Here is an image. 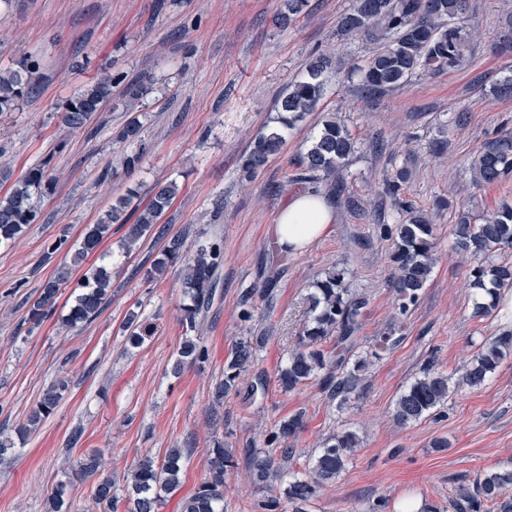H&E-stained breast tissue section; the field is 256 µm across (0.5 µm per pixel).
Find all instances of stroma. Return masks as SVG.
<instances>
[{
    "instance_id": "obj_1",
    "label": "stroma",
    "mask_w": 512,
    "mask_h": 512,
    "mask_svg": "<svg viewBox=\"0 0 512 512\" xmlns=\"http://www.w3.org/2000/svg\"><path fill=\"white\" fill-rule=\"evenodd\" d=\"M281 0H0V70L19 68L28 56L41 61L38 94L19 109L0 113V159L14 177L50 159L54 189L42 202L38 223L8 247H0V432L15 436L45 390L62 381L63 398L24 443L0 457V512H46L45 495L61 481L70 486L75 512H91L89 482L77 475L88 453L103 451L104 465L123 477L141 455L163 457L170 448L189 449L181 486L159 512H179V503L207 475L214 441L226 451L261 446L274 423L300 412L305 427L288 445L297 465L307 464L322 438L342 427L356 430L362 444L346 471L326 485L307 512H369L387 499L385 512L404 505L436 504L447 512L455 486L483 469L512 465V356L483 389H462L443 418L402 427L392 411L398 394L426 366L455 373L476 354L490 332L472 318L471 265L452 249L453 212L436 200L494 211L512 200V179L475 187L469 162L488 138L512 131V99L496 100L489 89L512 74V54L496 53L503 0H478L463 25L471 38L464 66L452 73H421L374 100L355 84L332 80L321 109L345 120L360 149L349 164V190L361 207L335 204L324 235L298 254L274 259V224L295 195L328 186L295 183L300 150L314 125L306 119L287 137L283 152L252 180L240 173V156L266 124L284 85L318 53L363 64L372 45L362 36H339V17L353 0H308L299 19L280 30L274 18ZM123 74L104 104L81 131L64 128L60 107L104 68ZM143 96L127 109V85ZM462 115L449 126L451 115ZM143 124L135 144L117 142L132 119ZM414 157L413 175L402 196L429 213L437 226V262L418 304L398 315L391 282V243L379 225L392 210L384 183L395 166ZM136 158L128 167V158ZM173 182L178 193L160 223L164 233L141 239L130 255L113 225L99 252L82 265L71 263L87 225L108 210L127 188L150 189ZM186 244L198 236L220 238L224 258L218 277L221 299L206 310L199 334L209 350L204 370L172 372L184 330V298L176 272L149 281L144 273L168 237ZM68 246L49 247L58 239ZM112 258L109 301L93 320L63 327L71 294L86 268ZM339 265L368 304L357 333L360 351L375 350L394 336L392 350L374 360L364 390L344 408L329 403L317 384L287 393L277 369L288 357L304 321L312 281ZM68 271L53 312L29 322L31 305L49 279ZM271 286V300L253 297L249 324L237 319L249 289ZM137 313L153 333L131 346L123 330ZM243 336L263 337L256 371L268 379L263 398H214L224 363ZM445 438L448 450L435 451ZM260 492L245 469L232 472L224 512H262Z\"/></svg>"
}]
</instances>
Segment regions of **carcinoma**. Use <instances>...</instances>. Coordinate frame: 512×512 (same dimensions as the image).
<instances>
[{
	"mask_svg": "<svg viewBox=\"0 0 512 512\" xmlns=\"http://www.w3.org/2000/svg\"><path fill=\"white\" fill-rule=\"evenodd\" d=\"M305 7V0H282L276 23L286 28L296 22ZM475 10V0H354L351 10L337 23L342 36L364 35L377 43L367 61L345 73L344 79L358 80L363 97L373 99L386 89L406 83L419 72L434 73L459 69L468 52L469 34L460 20ZM40 64L27 60L18 70L0 72V112H13L22 102L37 92ZM306 74L288 84L277 103V126L252 141L242 157L241 168L247 178L257 175L268 161L279 155L285 145V133L295 128L308 114L318 109L326 95L331 74H339L330 56L319 54L305 66ZM122 76L107 70L93 83L79 89L67 100L60 113L61 123L71 131H79L92 120L104 102L112 97V87ZM491 95L496 99L512 98V75L493 84ZM142 124L133 120L120 132L122 143L141 140ZM358 151V142L344 121L334 113L323 117L320 127L309 144L300 152L296 183L319 180L330 182L331 195L353 209L360 208L348 188L347 164ZM49 161L31 167L17 181L5 198H0V244L11 242L41 217L38 200L53 190L48 173ZM472 182L478 187L500 183L512 174V133L505 132L484 142L469 164ZM411 177L408 167L396 169L386 179L385 192L395 207V222L380 225L385 237L392 241V285L396 292L399 314L414 307L429 282L436 247V225L416 208L399 201L402 185ZM177 192L174 183L155 190L150 203H136L138 189H127L95 224L85 228L74 254L78 261L98 251L114 224H124L126 211L137 214L122 243L129 253L139 241L154 230L158 219ZM453 250L473 263L470 271L473 290L472 315L482 321L495 318L496 290L512 286V262H501L496 256L512 253V201L484 216L469 209L456 210V222L451 231ZM183 239L172 237L149 270L147 278L159 279L171 267L181 264V285L185 302L181 319L183 341L174 364V373L187 366L199 365L208 359V349L197 330V319L216 292L217 271L223 260V242L206 238L195 245L191 255L184 254ZM349 271L333 266L313 283L308 296V315L299 330L294 349L279 372L281 388L292 392L315 382L331 401L342 407L350 396L359 393L366 373L377 352L354 354L355 335L367 299L348 288ZM61 279L49 280L40 297L30 309L31 319L38 322L45 307L54 303ZM110 275L106 267L89 269L77 284L74 305L63 323L72 327L95 318L107 302ZM128 340L138 344L151 335L150 328L130 315L123 325ZM336 338L335 351L325 349L327 339ZM264 337L248 336L236 343L224 363V379L215 387V397L235 392L248 400L263 396L267 378L262 373L250 374L257 345ZM512 354V330L497 329L487 337L475 358L466 365L461 376L450 378L428 366L423 369L397 397L393 417L398 424L408 426L427 417L441 415V408L451 394L461 387L478 389L496 373L501 362ZM65 384L53 385L31 412L27 423L18 429L25 439L48 418L62 398ZM303 428V414H294L274 425L266 434L263 448L245 449L246 470L253 485L262 492L274 491V482L286 477L284 496L293 512H304L309 502L327 484L345 472L353 453L360 447V438L352 430L328 435L305 472H293L288 466L293 449L287 441ZM103 454L95 452L83 458L78 475L93 481L92 500L101 512H159L164 495L181 483L188 453L182 448H170L160 460L150 455L140 458L124 477L123 494H118L117 482L102 464ZM238 468V460L216 441L208 459V474L194 492L181 502V512H224L226 475ZM453 512H512V467H494L479 471L469 484L461 485L449 498ZM46 512H73L68 484H57L48 494Z\"/></svg>",
	"mask_w": 512,
	"mask_h": 512,
	"instance_id": "cac0c4a2",
	"label": "carcinoma"
}]
</instances>
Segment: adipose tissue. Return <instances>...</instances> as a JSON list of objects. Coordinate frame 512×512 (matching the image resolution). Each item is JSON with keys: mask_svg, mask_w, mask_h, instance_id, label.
<instances>
[{"mask_svg": "<svg viewBox=\"0 0 512 512\" xmlns=\"http://www.w3.org/2000/svg\"><path fill=\"white\" fill-rule=\"evenodd\" d=\"M333 215L326 198L320 193L294 197L276 217L275 232L281 245L298 252L323 235Z\"/></svg>", "mask_w": 512, "mask_h": 512, "instance_id": "obj_1", "label": "adipose tissue"}]
</instances>
